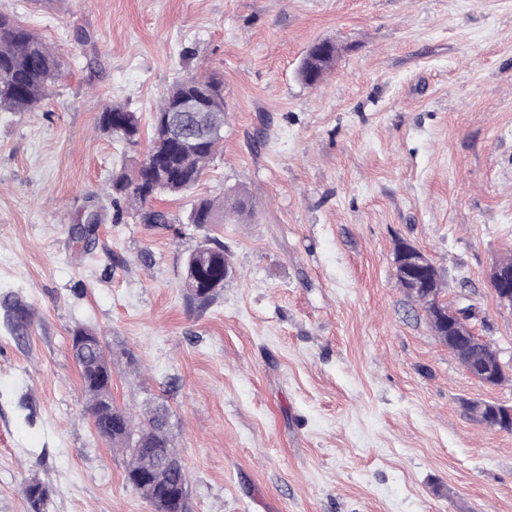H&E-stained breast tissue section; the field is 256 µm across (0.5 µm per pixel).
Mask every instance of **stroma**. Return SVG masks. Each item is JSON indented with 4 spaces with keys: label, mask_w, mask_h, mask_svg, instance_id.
I'll use <instances>...</instances> for the list:
<instances>
[{
    "label": "stroma",
    "mask_w": 512,
    "mask_h": 512,
    "mask_svg": "<svg viewBox=\"0 0 512 512\" xmlns=\"http://www.w3.org/2000/svg\"><path fill=\"white\" fill-rule=\"evenodd\" d=\"M53 43L61 72L29 112H0V512H153L125 457L95 434L69 339L112 356L133 416L163 403L188 479L187 512H512V433L468 406L512 405L434 336L394 276L423 249L441 299L512 376V308L490 271L512 254V0H0ZM89 35L76 43L74 29ZM323 40L341 53L299 76ZM198 71L224 82V148L200 183L143 224L105 195L141 158L164 90ZM142 120L129 149L102 107ZM244 189V224H188L202 196ZM91 245L72 238L89 204ZM219 236L234 273L203 310L183 260ZM319 44L324 46V54L321 57L314 58L312 52H309L300 69L302 79L309 85H316L320 82L336 59L335 44L327 41ZM97 129L114 142L135 147L140 140L141 120L138 113L124 103H111L99 113Z\"/></svg>",
    "instance_id": "1"
}]
</instances>
